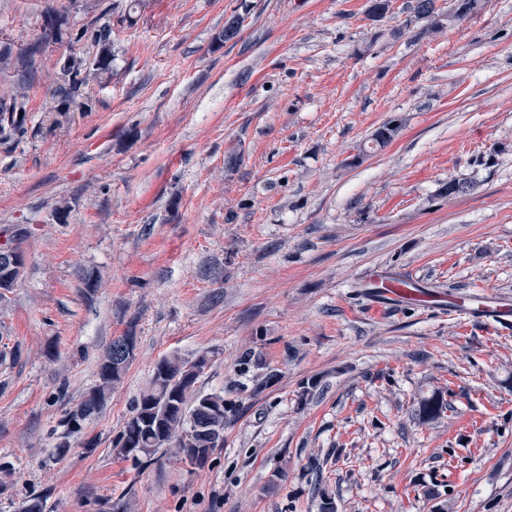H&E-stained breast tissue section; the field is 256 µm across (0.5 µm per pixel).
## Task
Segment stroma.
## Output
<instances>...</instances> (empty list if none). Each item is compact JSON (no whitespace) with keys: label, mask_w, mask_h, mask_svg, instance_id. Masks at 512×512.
Masks as SVG:
<instances>
[{"label":"stroma","mask_w":512,"mask_h":512,"mask_svg":"<svg viewBox=\"0 0 512 512\" xmlns=\"http://www.w3.org/2000/svg\"><path fill=\"white\" fill-rule=\"evenodd\" d=\"M414 2L374 22L367 0H0V47L30 60L0 64V94L27 96L0 136V237L30 230L0 303V512H512V329L363 286L512 302V0L429 35ZM54 11L79 42L46 38ZM102 30L111 73L57 111L58 60ZM128 332L123 381L55 460ZM202 352L223 447L196 469L119 454L156 363ZM438 392L451 411L423 421ZM375 282L378 291L376 294L377 302L388 303L390 305L405 302V301H426L427 299L419 292L418 289L408 280L402 278H392L388 276H381L366 282L368 287L369 283Z\"/></svg>","instance_id":"35a3bbf8"}]
</instances>
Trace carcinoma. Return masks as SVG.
Masks as SVG:
<instances>
[{
  "mask_svg": "<svg viewBox=\"0 0 512 512\" xmlns=\"http://www.w3.org/2000/svg\"><path fill=\"white\" fill-rule=\"evenodd\" d=\"M448 12L436 6V0H416V18L428 21L427 30L436 32L443 28V21L457 25L466 22L483 5L485 0H452ZM101 49L92 69L83 68L82 61L69 56L61 64L63 75L72 85H82L89 77L107 74L112 68L111 49L104 39H99ZM10 105L0 109V132L9 127L21 128L25 111V95L18 88L9 94ZM398 130L393 122L377 128L372 142L379 148L387 145ZM136 336L128 332L112 339L99 361L98 384L82 402L65 413L62 419L65 432L55 446L56 459H63L71 448L69 437L86 428L89 421L102 409L107 395L123 379L133 361ZM210 361L207 353L193 358H164L154 367L151 386L135 400L130 417L117 435L113 447L119 453L136 461L155 453L157 449L176 445L182 460L197 468L205 466L210 455L200 454L202 448L224 447V422L230 412L222 393H205L197 390L198 378ZM451 409V404L440 394L424 399L418 414L427 420L440 417Z\"/></svg>",
  "mask_w": 512,
  "mask_h": 512,
  "instance_id": "carcinoma-1",
  "label": "carcinoma"
}]
</instances>
